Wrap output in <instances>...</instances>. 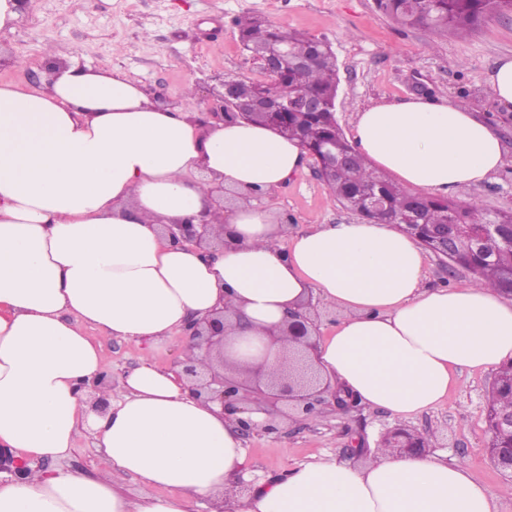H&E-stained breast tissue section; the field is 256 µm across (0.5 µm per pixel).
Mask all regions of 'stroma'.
I'll list each match as a JSON object with an SVG mask.
<instances>
[{"instance_id": "obj_1", "label": "stroma", "mask_w": 512, "mask_h": 512, "mask_svg": "<svg viewBox=\"0 0 512 512\" xmlns=\"http://www.w3.org/2000/svg\"><path fill=\"white\" fill-rule=\"evenodd\" d=\"M252 12L271 23L327 39L336 55L340 91L336 118L350 132L358 109L385 100L434 96L467 105L499 132L508 154L505 168L473 190L470 198L487 210H512V108L492 98L486 74L503 56H512V14L487 17L466 37L442 36L421 27H403L378 10L375 0H87L74 8L70 0H29L13 30L0 31V83L23 88L42 85L52 61L81 67L119 68L136 80L156 103L184 107L187 86L199 91L194 122H202L206 99L221 89L224 76L254 80L262 74L243 50L232 25L234 17ZM51 45L54 60L42 48ZM27 63L12 66L9 55ZM268 201L293 229L355 220L330 196L312 167L267 194ZM116 380L138 365L143 354L176 370L177 343L146 350L144 344L113 337L92 328ZM494 378L490 371L461 370L447 400L434 410L406 420V428L436 437L449 460L463 463L471 474L500 497L499 512H512V476L492 465L487 444L484 393ZM274 433L255 432L245 439L251 468L277 477L290 468L329 455L356 464L347 453L357 440L376 448L382 432L394 424L382 412L358 407L340 415L326 411L302 424L278 418ZM55 467L94 477L107 471L101 450L82 433L70 454Z\"/></svg>"}]
</instances>
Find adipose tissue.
<instances>
[{
  "mask_svg": "<svg viewBox=\"0 0 512 512\" xmlns=\"http://www.w3.org/2000/svg\"><path fill=\"white\" fill-rule=\"evenodd\" d=\"M353 139L373 170L407 189L469 192L504 166L495 128L448 99L379 102L357 112ZM298 141L242 120L194 123L155 104L116 69L60 64L28 89L0 84V447L27 463L0 474V512H497L468 468L387 448L360 466L323 457L238 496L247 455L235 416L193 394L150 358L101 389L107 370L90 327L170 344L219 309L229 338L267 352L286 310L309 299L338 309L320 329V377L364 406L406 420L447 397L462 369L512 360V299L478 284L432 286L422 248L392 224L358 220L291 231L266 193L295 177ZM239 193L233 207L216 187ZM223 230L207 256L170 224ZM92 431L112 470L137 479L129 498L110 476L52 468Z\"/></svg>",
  "mask_w": 512,
  "mask_h": 512,
  "instance_id": "adipose-tissue-1",
  "label": "adipose tissue"
}]
</instances>
